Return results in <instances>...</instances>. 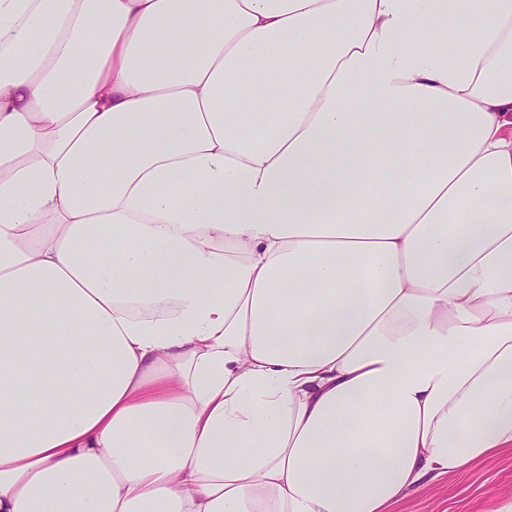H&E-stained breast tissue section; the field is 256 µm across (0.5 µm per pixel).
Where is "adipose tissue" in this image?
I'll use <instances>...</instances> for the list:
<instances>
[{"label": "adipose tissue", "instance_id": "adipose-tissue-1", "mask_svg": "<svg viewBox=\"0 0 512 512\" xmlns=\"http://www.w3.org/2000/svg\"><path fill=\"white\" fill-rule=\"evenodd\" d=\"M511 447L512 0H0V512Z\"/></svg>", "mask_w": 512, "mask_h": 512}]
</instances>
